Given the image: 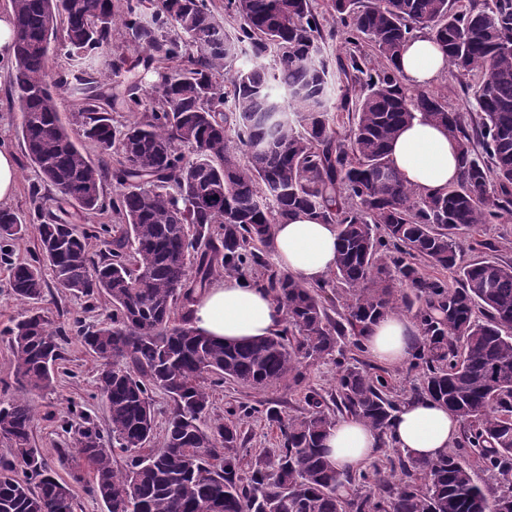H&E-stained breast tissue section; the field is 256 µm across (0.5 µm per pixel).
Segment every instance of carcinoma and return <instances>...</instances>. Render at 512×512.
<instances>
[{
  "label": "carcinoma",
  "instance_id": "cac0c4a2",
  "mask_svg": "<svg viewBox=\"0 0 512 512\" xmlns=\"http://www.w3.org/2000/svg\"><path fill=\"white\" fill-rule=\"evenodd\" d=\"M328 2L355 47L334 69L312 0H224L222 15L208 0H11L23 31L11 98L28 158L56 202L86 217L103 207L104 181L121 189L112 212L125 230L109 253L94 258L88 233L39 206L40 253L10 265L8 280L16 299H42L45 261L58 287L112 304L110 321L81 333L109 427L83 413L73 449L61 451L106 512H512V263L466 261L458 238L512 219V0ZM117 27L135 56L103 67ZM419 34L434 37L451 75L475 90L473 126L444 96L403 85L395 60ZM59 41L68 67L54 74ZM244 50L252 63L239 68ZM139 69L154 78L145 95ZM60 89L76 100L83 136L117 154L115 165L71 140ZM114 110L140 117L118 129ZM418 116L457 142L459 177L433 195L404 182L389 158ZM299 211L337 227L332 280L309 285L266 260L274 226ZM26 230L0 210V258ZM219 276L266 288L283 327L229 343L194 330L189 305ZM388 314L416 326L409 366L421 380L410 399L446 405L465 435L435 459L395 448L385 467L343 472L322 450L337 418L363 421L387 447L403 403L388 372L349 361L343 348L349 336L365 352L370 326ZM64 334L37 310L4 332L19 394L0 399L11 450L0 460V512H74L72 485L44 477L49 465L32 444L33 397L52 390ZM330 357L338 371L326 398L307 369ZM217 379L299 391L306 407L285 416L271 400L242 403L207 423ZM156 389L172 401L159 442ZM255 413L276 426L281 446L252 461L240 454L241 422ZM117 450L130 460L123 472L112 466ZM477 468L496 484H478Z\"/></svg>",
  "mask_w": 512,
  "mask_h": 512
}]
</instances>
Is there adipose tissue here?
<instances>
[{"label":"adipose tissue","instance_id":"ef3b65f1","mask_svg":"<svg viewBox=\"0 0 512 512\" xmlns=\"http://www.w3.org/2000/svg\"><path fill=\"white\" fill-rule=\"evenodd\" d=\"M396 66L407 84L432 85L447 69L446 57L429 36L409 41ZM390 158L405 179L424 194L443 191L458 174L455 142L440 127L413 120L393 141ZM337 228L300 213L277 225L274 258L277 265L306 283L322 281L336 264ZM192 325L201 334L224 342L267 336L280 329L281 307L252 280L224 277L198 291L191 305ZM416 327L405 316L390 314L375 322L364 344L381 365L407 361L414 348ZM459 421L448 409L429 399L404 404L390 421L388 438L402 451L425 458L448 450L458 437ZM326 458L339 469L358 471L379 451L376 434L363 422L343 418L323 441Z\"/></svg>","mask_w":512,"mask_h":512}]
</instances>
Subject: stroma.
<instances>
[{
  "instance_id": "stroma-1",
  "label": "stroma",
  "mask_w": 512,
  "mask_h": 512,
  "mask_svg": "<svg viewBox=\"0 0 512 512\" xmlns=\"http://www.w3.org/2000/svg\"><path fill=\"white\" fill-rule=\"evenodd\" d=\"M10 70L7 62H0V145L10 149L17 157L19 180L16 192L8 204L22 223L26 224L25 235L10 244L9 262L0 261V330L20 319L28 310L27 303L16 300L8 286L10 264L32 261L39 250L37 224L32 217L37 206H44L52 215H64L73 221L78 231L90 236L92 255H100L111 247L113 237L119 236L122 226L116 221L111 208H104L92 219L80 218L74 206L58 208L52 203L51 190L45 189L39 173L26 156L21 136V116L9 103ZM483 247L470 250L471 238L461 233L460 239L466 244L465 259L493 257L512 262V222L489 224L480 233ZM38 308L54 325L64 327L66 334L62 341V357L55 366V382L52 392L36 397L35 420L32 428L33 443L41 448L46 459L62 478H69L71 464L60 461L58 451L70 447L71 436L62 423L71 419L72 409L83 410L99 427H107L108 410L95 384L96 361L84 347L77 334L78 325L93 327L107 319L112 307L105 297L93 299L76 297L57 286H49ZM280 401L284 414H296L304 403L300 394L285 390L261 392L246 388L232 381L214 387L209 415L224 417L228 410L240 403H251L260 399ZM241 451L248 458L255 459L273 452L279 446V432L263 416L247 419L243 426Z\"/></svg>"
}]
</instances>
